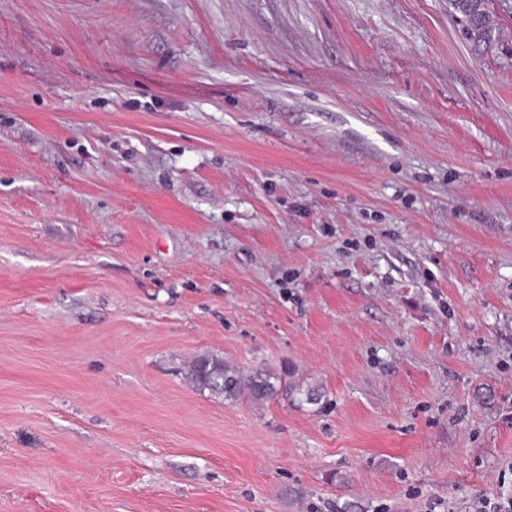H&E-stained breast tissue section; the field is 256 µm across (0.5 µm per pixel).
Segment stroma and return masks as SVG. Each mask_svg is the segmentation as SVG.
Masks as SVG:
<instances>
[{"label": "stroma", "mask_w": 512, "mask_h": 512, "mask_svg": "<svg viewBox=\"0 0 512 512\" xmlns=\"http://www.w3.org/2000/svg\"><path fill=\"white\" fill-rule=\"evenodd\" d=\"M0 0V512L512 499V0ZM204 352L323 399L227 401ZM451 4L454 9L463 15L467 34L475 43H491L494 40L493 35L496 30V24L489 12L485 10L484 0H467L464 4ZM475 12H480L484 15L483 25H474L471 15Z\"/></svg>", "instance_id": "obj_1"}]
</instances>
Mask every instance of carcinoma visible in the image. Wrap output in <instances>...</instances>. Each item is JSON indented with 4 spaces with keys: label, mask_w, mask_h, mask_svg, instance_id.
Masks as SVG:
<instances>
[{
    "label": "carcinoma",
    "mask_w": 512,
    "mask_h": 512,
    "mask_svg": "<svg viewBox=\"0 0 512 512\" xmlns=\"http://www.w3.org/2000/svg\"><path fill=\"white\" fill-rule=\"evenodd\" d=\"M453 8L463 15L467 34L475 43L494 40L496 24L485 11L484 0H465ZM189 377L199 388L220 395L226 401H234L244 392L257 401L283 396L298 405L304 402L315 404L323 397L319 387L305 386L270 370L259 368L245 376L223 358L210 353L195 357L189 367Z\"/></svg>",
    "instance_id": "1"
}]
</instances>
